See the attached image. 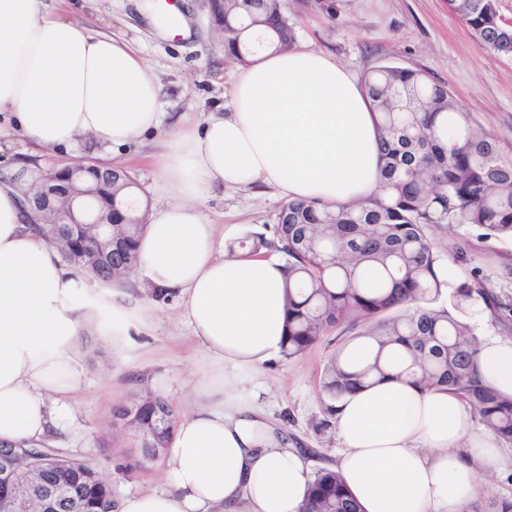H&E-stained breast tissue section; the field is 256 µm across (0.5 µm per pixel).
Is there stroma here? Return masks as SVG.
<instances>
[{
	"label": "stroma",
	"mask_w": 512,
	"mask_h": 512,
	"mask_svg": "<svg viewBox=\"0 0 512 512\" xmlns=\"http://www.w3.org/2000/svg\"><path fill=\"white\" fill-rule=\"evenodd\" d=\"M140 15L135 0H66L69 13L91 31L131 41L154 66L169 120L186 112H208L224 104L239 71L224 53L205 0H178L194 36L161 38L163 0ZM298 44L333 57L357 78L385 63L420 70L447 83L454 100L475 124L494 135L504 156H512V56L485 50L467 24L448 8V0H282ZM156 136L117 151L113 165L129 170L139 194L157 205L153 176L144 157ZM282 203L269 188L225 190L205 209L219 230L242 241L251 234H271ZM468 251V266L495 296L496 312L469 309L463 318L477 335L512 340V239L486 237L476 225L446 234ZM102 311L82 329L83 388L75 397L77 424L70 433L46 441V448L83 460L112 484L115 497L164 489L161 459L144 461L138 448L112 425L114 406L128 401L136 380L161 392L186 411L192 385L212 362L180 313L178 293H157L138 282L97 291ZM345 329L324 333L296 358L277 357L246 378L257 405L287 435L311 471L335 467L340 441L336 418L322 391L324 369L345 348Z\"/></svg>",
	"instance_id": "35a3bbf8"
}]
</instances>
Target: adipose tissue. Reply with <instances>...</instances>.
<instances>
[{"label": "adipose tissue", "mask_w": 512, "mask_h": 512, "mask_svg": "<svg viewBox=\"0 0 512 512\" xmlns=\"http://www.w3.org/2000/svg\"><path fill=\"white\" fill-rule=\"evenodd\" d=\"M165 135L149 163L165 202L147 217L138 279L178 292L216 372L163 459L166 487L121 497L117 512H299L312 482L301 453L240 387L280 354L281 263L231 252L203 203L258 185L324 204L374 192L382 161L364 85L327 55L296 46L239 70L226 109L165 125L155 69L124 39L87 31L45 0H0V140L78 155L90 138L113 150ZM35 172L0 174V441L63 434L80 383L75 304L94 277L74 270L36 230ZM483 378L512 395V340L478 347ZM336 466L362 512H471L483 471H511L512 452L474 424L455 394L396 376L337 404Z\"/></svg>", "instance_id": "ef3b65f1"}]
</instances>
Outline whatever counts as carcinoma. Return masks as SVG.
I'll return each instance as SVG.
<instances>
[{
    "label": "carcinoma",
    "instance_id": "1",
    "mask_svg": "<svg viewBox=\"0 0 512 512\" xmlns=\"http://www.w3.org/2000/svg\"><path fill=\"white\" fill-rule=\"evenodd\" d=\"M207 10L214 29L224 31V52L239 64L253 55L256 31L278 51L294 43L281 0H208ZM454 13L486 49L512 55V27L498 15L496 0H456ZM364 85L383 161L377 190L342 205L285 201L272 238L256 234L239 244L250 254L275 249L285 256L282 355L297 357L325 332L343 327L374 351L354 368L340 355L331 359L323 381L331 412L346 392L395 371L416 385L454 392L491 433L512 443V396L482 378L475 333L459 317L478 301L490 311L496 302L475 282H449L446 267L467 264L466 252L429 234L434 224L449 230L478 225L489 237L512 238V157L501 155L494 137L455 105L447 84L422 71L384 64L366 74ZM448 129L461 139L451 151L442 142ZM136 186L126 170L85 201L88 210L112 218L110 249L95 242L96 228L89 224L67 225L64 235L52 224L40 229L60 243L68 263L103 282H119L129 262L139 260L137 240L146 226ZM447 291L450 308L434 306ZM178 420L176 407L146 386L112 409L113 425L139 448V438L152 437L159 453L171 444ZM61 463L81 480L84 512H99L100 500L113 498L111 484L98 471L72 459ZM301 512L361 508L336 470L324 468L314 476Z\"/></svg>",
    "mask_w": 512,
    "mask_h": 512
}]
</instances>
